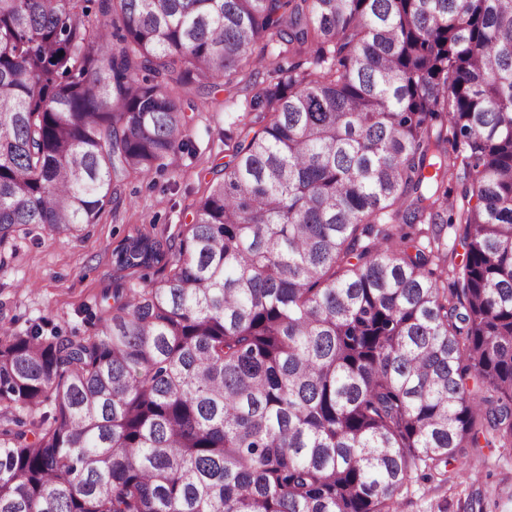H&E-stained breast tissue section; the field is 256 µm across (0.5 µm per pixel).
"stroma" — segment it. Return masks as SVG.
Returning a JSON list of instances; mask_svg holds the SVG:
<instances>
[{
	"mask_svg": "<svg viewBox=\"0 0 512 512\" xmlns=\"http://www.w3.org/2000/svg\"><path fill=\"white\" fill-rule=\"evenodd\" d=\"M232 96L222 88L194 92L193 152L178 153L172 165L149 177L128 179L118 209H105L82 232L65 235L29 225L0 241V325L21 332L43 321L63 336L88 334L86 310L125 280L112 265V249L137 227L178 244L182 225L190 223L194 204L225 161V128L245 117ZM423 474V468L412 470L398 512H472L476 500L483 512H512V448L483 449L429 480Z\"/></svg>",
	"mask_w": 512,
	"mask_h": 512,
	"instance_id": "35a3bbf8",
	"label": "stroma"
}]
</instances>
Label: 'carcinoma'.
<instances>
[{"label":"carcinoma","instance_id":"carcinoma-1","mask_svg":"<svg viewBox=\"0 0 512 512\" xmlns=\"http://www.w3.org/2000/svg\"><path fill=\"white\" fill-rule=\"evenodd\" d=\"M223 85L177 251L122 240L85 336L0 327V512H397L512 447V0H0V241L95 223Z\"/></svg>","mask_w":512,"mask_h":512}]
</instances>
